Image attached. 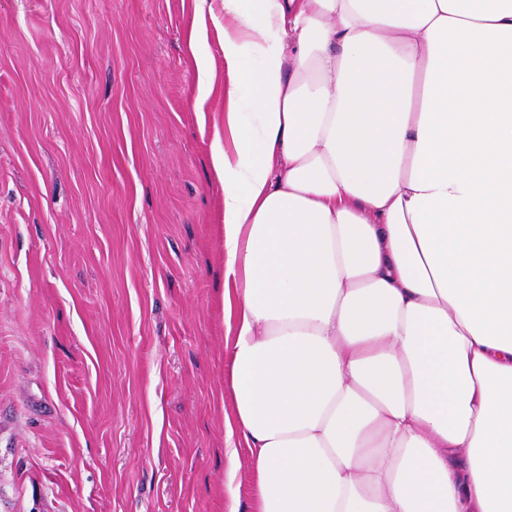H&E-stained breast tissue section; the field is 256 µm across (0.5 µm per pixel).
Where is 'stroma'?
I'll return each mask as SVG.
<instances>
[{
    "instance_id": "obj_1",
    "label": "stroma",
    "mask_w": 512,
    "mask_h": 512,
    "mask_svg": "<svg viewBox=\"0 0 512 512\" xmlns=\"http://www.w3.org/2000/svg\"><path fill=\"white\" fill-rule=\"evenodd\" d=\"M0 0V512H250L212 164L224 11Z\"/></svg>"
}]
</instances>
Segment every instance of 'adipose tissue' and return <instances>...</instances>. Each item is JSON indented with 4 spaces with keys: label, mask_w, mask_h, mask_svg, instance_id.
<instances>
[{
    "label": "adipose tissue",
    "mask_w": 512,
    "mask_h": 512,
    "mask_svg": "<svg viewBox=\"0 0 512 512\" xmlns=\"http://www.w3.org/2000/svg\"><path fill=\"white\" fill-rule=\"evenodd\" d=\"M251 512H512V0H222Z\"/></svg>",
    "instance_id": "adipose-tissue-1"
}]
</instances>
